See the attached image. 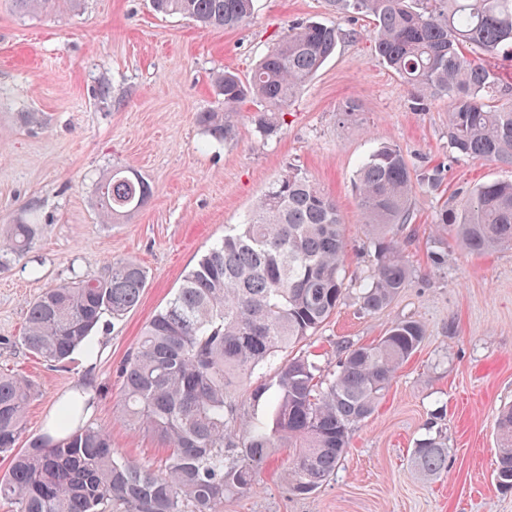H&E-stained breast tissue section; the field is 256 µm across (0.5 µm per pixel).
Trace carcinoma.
Instances as JSON below:
<instances>
[{
  "instance_id": "1",
  "label": "carcinoma",
  "mask_w": 512,
  "mask_h": 512,
  "mask_svg": "<svg viewBox=\"0 0 512 512\" xmlns=\"http://www.w3.org/2000/svg\"><path fill=\"white\" fill-rule=\"evenodd\" d=\"M340 17L370 19L379 61L410 90L414 110L448 100V147L465 157L512 165V87L481 62L512 59V0H327ZM154 11L180 14L210 31L235 30L252 19L254 0H152ZM342 29L322 21L288 26L247 79L226 71L217 79L224 111L202 112L209 143L234 134L230 114L248 99L262 109L255 131L276 133L277 113L336 53ZM440 179L417 173L401 149L384 144L357 171L363 224L376 239L373 271L360 286L361 309L376 313L411 275L400 226L410 223L413 193ZM149 184L116 168L101 186L99 213L116 223L144 206ZM439 224L456 225L459 245L473 253L512 248V181L482 183L442 209ZM37 234L14 224L0 255L20 257ZM346 242L335 200L291 168L270 184L245 222L205 253L164 307L148 321L121 369V409L137 428L167 446L158 462H133L112 448L102 429L80 424L87 405L62 406L56 430L27 440L24 415L34 393L29 381L0 374V502L11 512H224V499L251 491L283 448L294 449L289 489L308 495L336 472L351 428L369 417L400 365L425 338L417 321L389 326L370 345L340 346L333 370L306 355L275 371L274 383L247 392L272 408V424L241 408L238 392L252 375L316 332L348 295ZM146 274L132 259L109 262L104 275L51 286L31 304L23 341L50 363L92 349L106 315L135 307ZM496 480L512 488V406L497 419ZM414 467L438 475L448 467L445 442L427 439L412 453Z\"/></svg>"
}]
</instances>
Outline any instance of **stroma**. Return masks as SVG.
<instances>
[{
	"label": "stroma",
	"mask_w": 512,
	"mask_h": 512,
	"mask_svg": "<svg viewBox=\"0 0 512 512\" xmlns=\"http://www.w3.org/2000/svg\"><path fill=\"white\" fill-rule=\"evenodd\" d=\"M306 20L338 23L346 37L280 113L277 135H255L258 104L249 101L233 115L234 136L205 146L197 117L224 107L216 76L247 77L281 32ZM369 29L364 17L335 19L325 0H256L253 20L226 32L155 13L150 0H59L34 14L0 0V236L21 219L41 228L23 257L0 267V371L37 389L25 437L43 434L84 385L95 398L87 425L108 432L131 460L163 456V443L129 426L119 407V370L146 323L292 167L335 199L349 278L366 281L371 237L354 179L386 142L418 170L441 171L437 186L416 190L400 235L412 275L375 314L349 296L298 349L329 369L340 344L374 343L401 320L420 322L425 339L352 428L344 459L318 490L289 489L283 451L253 491L225 500L224 512H512V491L494 475L496 419L512 404V249L467 252L453 226L436 221L476 185L512 180V165L453 154L447 100L413 111L405 85L376 57ZM104 82L107 99L99 95ZM116 168L140 173L152 194L136 213L106 224L97 188ZM120 258L146 273L137 306L104 318L94 352L46 365L23 342L32 302L49 286L103 275ZM427 437L446 442L447 472L414 469L412 452Z\"/></svg>",
	"instance_id": "1"
}]
</instances>
